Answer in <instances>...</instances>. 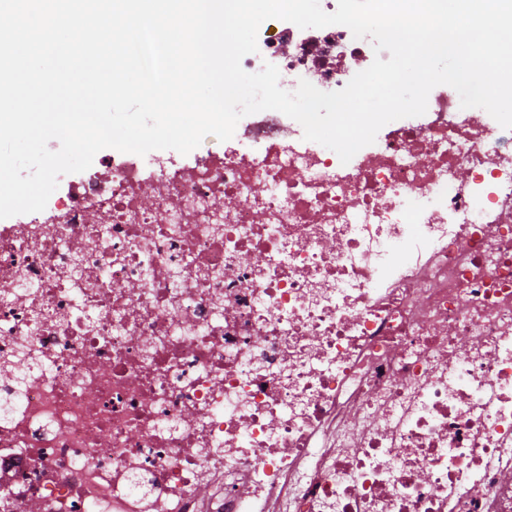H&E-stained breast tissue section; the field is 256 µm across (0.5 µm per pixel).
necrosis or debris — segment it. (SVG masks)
Listing matches in <instances>:
<instances>
[{
  "mask_svg": "<svg viewBox=\"0 0 512 512\" xmlns=\"http://www.w3.org/2000/svg\"><path fill=\"white\" fill-rule=\"evenodd\" d=\"M258 46L288 91L375 58ZM0 512H512V130L440 85L344 165L266 110L0 220Z\"/></svg>",
  "mask_w": 512,
  "mask_h": 512,
  "instance_id": "1",
  "label": "necrosis or debris"
}]
</instances>
